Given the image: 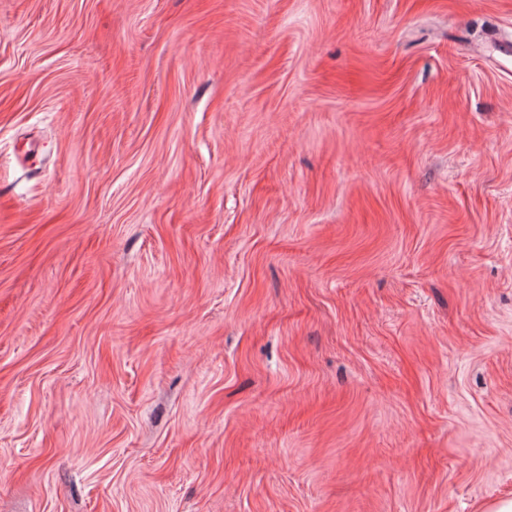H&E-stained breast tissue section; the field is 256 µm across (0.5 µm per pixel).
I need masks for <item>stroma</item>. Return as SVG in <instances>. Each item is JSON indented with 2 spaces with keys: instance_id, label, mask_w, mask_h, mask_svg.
<instances>
[{
  "instance_id": "obj_1",
  "label": "stroma",
  "mask_w": 512,
  "mask_h": 512,
  "mask_svg": "<svg viewBox=\"0 0 512 512\" xmlns=\"http://www.w3.org/2000/svg\"><path fill=\"white\" fill-rule=\"evenodd\" d=\"M512 0H0V512L512 500Z\"/></svg>"
}]
</instances>
